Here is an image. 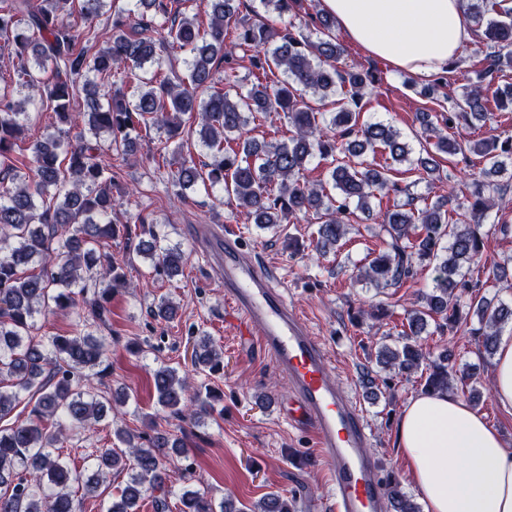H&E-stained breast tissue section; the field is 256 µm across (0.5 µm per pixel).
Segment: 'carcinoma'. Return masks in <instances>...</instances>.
Masks as SVG:
<instances>
[{"label":"carcinoma","mask_w":512,"mask_h":512,"mask_svg":"<svg viewBox=\"0 0 512 512\" xmlns=\"http://www.w3.org/2000/svg\"><path fill=\"white\" fill-rule=\"evenodd\" d=\"M273 7L280 26L254 6ZM308 0H207L209 23L181 11L183 0H128L130 8L112 14V38L98 45L93 20L106 0H0V36L13 47V80L0 86V420L11 414L26 393L36 396L28 417L8 428L0 427V512H79L73 486L97 492L106 474L128 472V480L105 512H138L139 502L152 498L154 512H170L166 461L185 453V443L163 433H135L114 429L116 440L129 448H99L95 469L81 473L62 451L67 431L92 426L109 417L112 403L96 391L105 361L103 338L90 328L105 322L114 293L128 286L112 255L97 249L128 229L112 219L120 191L112 173L98 162L110 149L128 156L134 151L133 133L154 127L171 142L197 135L207 160L179 156L168 180L180 196L196 189L219 188L246 220L261 231L280 232L291 219L317 220L315 250L338 252L359 211L379 224L386 248L354 264L353 280L377 290L398 286L415 265L431 267L433 284L418 295L407 311L408 330L378 349L377 366L390 375L420 374L422 392L449 391L456 378L448 370L449 349L428 350L422 337L453 332L474 310L483 357L497 348L501 329L512 324V300L499 293L487 297L473 291L467 278L482 268L486 281L506 278L505 266L488 263L485 239L497 223H487L493 209H502L500 184L492 175L512 180V135H493L465 143L448 133L460 124L486 121L489 105L512 112V89L490 90L487 78L512 67V8L483 23L482 6L495 10V0H474L468 10L483 31L489 52L478 81L465 88L461 102L440 112L441 125L420 122L422 151L414 153L399 131L380 120H363L364 99L376 76L362 64L341 69L337 61L345 49L326 32L336 22L324 10L313 13ZM79 14L83 25L70 21ZM171 18L167 36L151 35L157 17ZM308 33H303V29ZM320 37L312 38L313 33ZM169 43L187 53L186 76L169 77L159 71L145 75L146 64L161 65L160 52ZM242 51L249 55L254 82L247 92L218 88L217 74L235 72ZM443 72L423 85L409 78L419 95L431 98L453 71ZM122 85L132 89L131 101L112 100L106 93ZM41 93L55 116L46 132L29 146V160L17 166L13 152L25 138L30 113L24 91ZM335 96L334 110L314 108ZM284 113L292 134L281 142H260L248 126L259 114ZM196 124L186 128L183 116ZM86 118L88 132L75 141L64 140V127ZM481 156L489 168L460 182L468 206L450 215L437 201L422 207L425 197L406 193V200L373 211L371 200L401 191L389 178L390 167L364 156L381 152L398 164L406 163L431 185L441 179L434 155L455 156L464 151ZM329 162V180L311 182L304 171L313 160ZM138 253L158 275L172 277L182 270L185 252L150 225ZM57 310L76 314L81 329L72 336L35 340L38 316ZM389 306L357 311V317L388 320ZM197 374L224 369L223 351L201 334L192 352ZM157 403L183 421L198 420L214 409L209 398L190 392L189 377L160 365L153 370ZM387 483V512H421L401 483ZM180 512H217L212 498L199 490L180 495ZM229 512H295V504L279 492L237 508L226 499Z\"/></svg>","instance_id":"1"}]
</instances>
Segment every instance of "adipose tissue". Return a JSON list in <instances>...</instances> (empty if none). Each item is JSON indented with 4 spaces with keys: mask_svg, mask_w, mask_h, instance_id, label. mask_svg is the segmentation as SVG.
<instances>
[{
    "mask_svg": "<svg viewBox=\"0 0 512 512\" xmlns=\"http://www.w3.org/2000/svg\"><path fill=\"white\" fill-rule=\"evenodd\" d=\"M353 43L394 69L432 78L473 37L466 0H321ZM492 391L512 415V328L500 332ZM408 479L424 512H512V447L463 398L422 394L398 424Z\"/></svg>",
    "mask_w": 512,
    "mask_h": 512,
    "instance_id": "adipose-tissue-1",
    "label": "adipose tissue"
}]
</instances>
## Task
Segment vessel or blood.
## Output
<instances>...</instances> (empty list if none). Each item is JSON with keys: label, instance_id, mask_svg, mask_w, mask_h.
<instances>
[{"label": "vessel or blood", "instance_id": "obj_1", "mask_svg": "<svg viewBox=\"0 0 512 512\" xmlns=\"http://www.w3.org/2000/svg\"><path fill=\"white\" fill-rule=\"evenodd\" d=\"M238 232L210 235L224 301L287 380V419L308 432L326 463L328 512H384L386 484L369 453L370 432L359 406L336 379L330 352L289 302L274 275L243 248Z\"/></svg>", "mask_w": 512, "mask_h": 512}]
</instances>
